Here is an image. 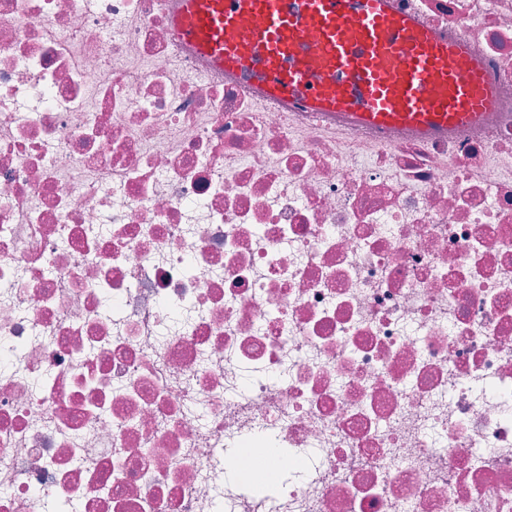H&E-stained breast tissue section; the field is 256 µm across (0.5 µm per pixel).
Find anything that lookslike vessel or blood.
Masks as SVG:
<instances>
[{"mask_svg":"<svg viewBox=\"0 0 512 512\" xmlns=\"http://www.w3.org/2000/svg\"><path fill=\"white\" fill-rule=\"evenodd\" d=\"M174 34L272 97L428 134L464 127L494 104L482 65L389 0H179ZM254 23L244 26L243 16ZM404 55L406 68L389 61Z\"/></svg>","mask_w":512,"mask_h":512,"instance_id":"vessel-or-blood-1","label":"vessel or blood"}]
</instances>
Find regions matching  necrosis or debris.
Masks as SVG:
<instances>
[{
  "mask_svg": "<svg viewBox=\"0 0 512 512\" xmlns=\"http://www.w3.org/2000/svg\"><path fill=\"white\" fill-rule=\"evenodd\" d=\"M424 137L263 96L173 0H0V512H512V0Z\"/></svg>",
  "mask_w": 512,
  "mask_h": 512,
  "instance_id": "necrosis-or-debris-1",
  "label": "necrosis or debris"
}]
</instances>
